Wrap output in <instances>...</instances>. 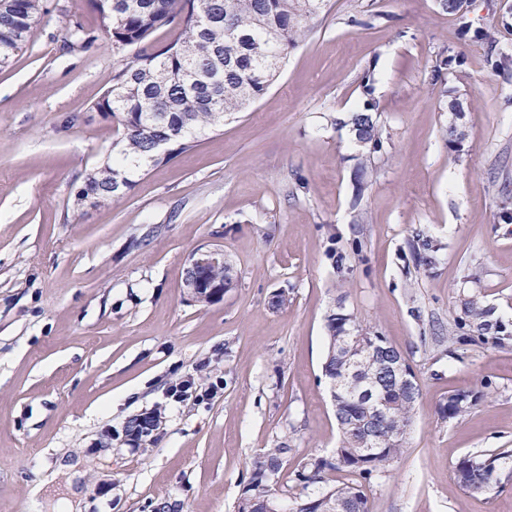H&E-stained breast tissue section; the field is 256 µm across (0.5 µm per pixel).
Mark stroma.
Wrapping results in <instances>:
<instances>
[{
  "label": "stroma",
  "instance_id": "stroma-1",
  "mask_svg": "<svg viewBox=\"0 0 512 512\" xmlns=\"http://www.w3.org/2000/svg\"><path fill=\"white\" fill-rule=\"evenodd\" d=\"M50 3L0 65V512H237L251 461L281 441L277 486L301 493L300 465L339 439L322 375L334 309L396 347L421 392L405 452L362 483L370 512H512V460L489 492L455 477L464 456L512 457V339L457 324L475 294L512 330V223L497 216L512 84L455 16L438 0H329L246 111L93 206L77 193L120 131L93 106L134 51L71 46L98 21L83 0ZM451 54L462 65L432 84ZM370 99L382 149L364 169L350 118ZM214 248L238 283L202 305L185 270ZM203 360L221 395L167 402ZM459 391L476 402L443 417ZM157 409L151 438L129 441Z\"/></svg>",
  "mask_w": 512,
  "mask_h": 512
}]
</instances>
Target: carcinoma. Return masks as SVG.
<instances>
[{"instance_id":"cac0c4a2","label":"carcinoma","mask_w":512,"mask_h":512,"mask_svg":"<svg viewBox=\"0 0 512 512\" xmlns=\"http://www.w3.org/2000/svg\"><path fill=\"white\" fill-rule=\"evenodd\" d=\"M469 0H440L441 8L456 16L471 39L487 45L486 63L504 82H512V54L497 49L490 31L474 28L466 21ZM88 10L99 20L100 29L117 47H135L132 61L115 68L109 87L95 110L115 117L121 126L113 146L116 157L88 173L78 192V200L93 205L116 203L131 187L129 173L166 163L196 143L198 137L215 131L231 117L263 96L270 88L288 49L306 37L309 22L325 8L326 0H85ZM47 10L45 0H0V64L7 63L31 40L38 19ZM168 27L174 38L161 46L147 43L158 29ZM369 103L354 113L351 124L365 156L380 151L382 130ZM209 278L236 286L234 266L210 268ZM336 323V311L326 320L327 353L323 376L333 381L348 374L347 363L354 356L336 353L343 327L361 337L368 348L378 343L393 353L398 350L384 337L363 326L351 313ZM458 325L476 336L500 333L494 312L476 296L461 302ZM363 379L376 390L387 408L386 416L375 418L371 405L356 399L353 385H343L334 396V412L340 439L336 462L312 459L297 471L304 487L323 482L327 469H345L364 479L385 474L400 457L408 440L396 442L398 433H408L420 395L407 396L375 363L357 362ZM374 431L377 452L359 460L362 426ZM288 453L284 442L266 448L251 463V472L238 502L237 512H265V502L273 495L271 478L279 477ZM504 456H465L455 467L460 487L486 492L499 482ZM341 502L349 512H369L368 499L360 486L342 483L313 496L282 506V512H331V504Z\"/></svg>"}]
</instances>
